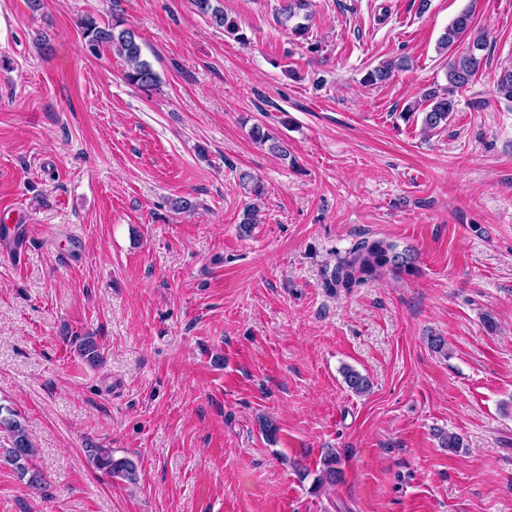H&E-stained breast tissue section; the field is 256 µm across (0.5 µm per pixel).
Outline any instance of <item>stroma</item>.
I'll return each instance as SVG.
<instances>
[{"label":"stroma","mask_w":512,"mask_h":512,"mask_svg":"<svg viewBox=\"0 0 512 512\" xmlns=\"http://www.w3.org/2000/svg\"><path fill=\"white\" fill-rule=\"evenodd\" d=\"M220 3L247 43L190 0H0V406L45 477L0 463V512H512V103L495 93L512 0H313L303 40L280 0ZM469 4L487 63L423 133L401 112L445 84L437 43ZM86 13L137 32L156 92L112 47L86 51ZM368 237L415 249V270L327 290ZM90 444L139 483L96 470ZM331 450L343 479L321 488ZM409 65L407 57L402 56L396 60H391L369 71L365 82L369 85H378L390 80L395 69H404ZM250 137L253 141L261 145L269 143L268 149L271 152L278 153L282 156L288 155V145L275 137L263 124H253L250 129Z\"/></svg>","instance_id":"obj_1"}]
</instances>
